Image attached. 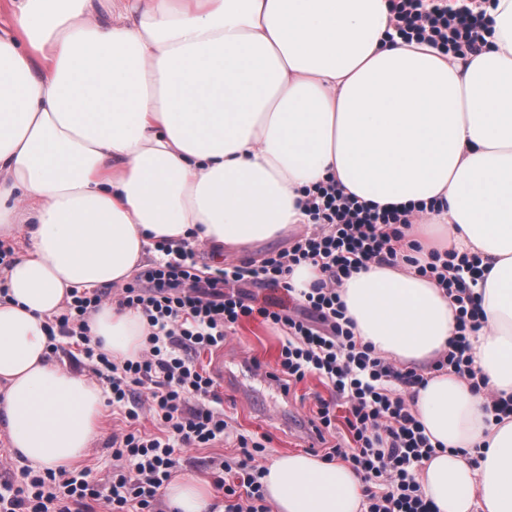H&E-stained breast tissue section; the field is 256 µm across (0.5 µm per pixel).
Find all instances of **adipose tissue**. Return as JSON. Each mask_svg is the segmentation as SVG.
<instances>
[{"label":"adipose tissue","mask_w":512,"mask_h":512,"mask_svg":"<svg viewBox=\"0 0 512 512\" xmlns=\"http://www.w3.org/2000/svg\"><path fill=\"white\" fill-rule=\"evenodd\" d=\"M0 25V424L16 456L53 470L103 426L96 379L49 356L46 327L74 288L121 286L158 242L224 247L310 223L309 189L422 206L391 265L343 278L354 333L426 365L456 307L419 266L478 257L481 326L470 382L427 373L412 408L435 446L416 470L438 512H512V0L487 7L478 54L390 39L389 0H9ZM113 359L148 326L87 316ZM276 512H364L344 461L291 453L261 478ZM174 512H210V485L167 483Z\"/></svg>","instance_id":"ef3b65f1"}]
</instances>
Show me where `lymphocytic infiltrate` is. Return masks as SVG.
I'll return each instance as SVG.
<instances>
[{"mask_svg": "<svg viewBox=\"0 0 512 512\" xmlns=\"http://www.w3.org/2000/svg\"><path fill=\"white\" fill-rule=\"evenodd\" d=\"M390 25L406 41H426L457 56L479 53L487 44L485 13L467 6L452 9L439 0H389ZM316 231L300 236L283 252L261 265L233 266L200 276L188 246L157 245L162 260L146 267L138 284L111 290L73 291L64 310L51 322V333L81 345L92 373L106 382L113 406L126 419L151 417L155 434L138 429L113 434L108 495L84 479L24 471L25 487L0 482V512H91L93 501L106 500L108 512H157L159 490L172 476L180 448H207L222 440L227 428L223 411L204 404L212 378L194 361L200 350L224 343V331L240 319L261 317L285 333L276 377L295 384L317 375L330 398L316 404V433L336 426L337 408H345L347 443L332 453L351 463L367 484L365 512H435L413 471L435 450L411 405V391L424 384L417 369L379 356L355 335L345 316L339 288L343 277L371 263H391L410 226L409 211L377 210L348 196L334 182L318 185L305 201ZM319 266L323 278L293 306L288 275L303 263ZM456 304L457 331L434 363L475 380L469 351L470 334L479 326L480 307L474 288L482 276L476 257L447 254L421 267ZM251 280L266 292L264 300L235 291L234 283ZM137 310L149 327L145 347L136 359L114 361L93 342L86 315L103 301ZM234 475L244 487H227L224 512H272L258 473L239 464Z\"/></svg>", "mask_w": 512, "mask_h": 512, "instance_id": "1", "label": "lymphocytic infiltrate"}]
</instances>
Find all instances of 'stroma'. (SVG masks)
<instances>
[{"label":"stroma","mask_w":512,"mask_h":512,"mask_svg":"<svg viewBox=\"0 0 512 512\" xmlns=\"http://www.w3.org/2000/svg\"><path fill=\"white\" fill-rule=\"evenodd\" d=\"M291 237L272 242L228 248L223 258H215L208 247L196 246L199 269L206 274L216 269L242 263H260L263 259L287 250ZM281 329L264 322L262 318H245L227 329L224 340V370L235 375L238 387L215 382L218 408L223 409L228 429L222 442L209 448H189L177 451L175 474L190 473L207 480L216 499H223L224 489L219 483L222 463L242 460L244 452L240 438L255 441L252 454L256 465H264L273 457L289 453H309L313 443L306 427L314 418L317 397H329V388L316 376H307L289 390L265 381L263 372L276 369L281 341ZM260 363L261 374H254L253 363ZM124 413L104 407V424L99 437L92 443L86 456L75 466L73 473H86L88 480L100 492H107L115 463L109 446L113 432L128 428Z\"/></svg>","instance_id":"1"}]
</instances>
